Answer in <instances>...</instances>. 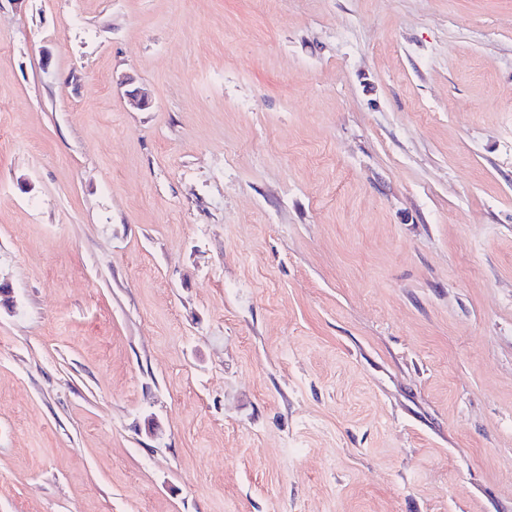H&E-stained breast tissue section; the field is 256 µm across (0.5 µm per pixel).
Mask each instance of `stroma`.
Masks as SVG:
<instances>
[{"label": "stroma", "mask_w": 512, "mask_h": 512, "mask_svg": "<svg viewBox=\"0 0 512 512\" xmlns=\"http://www.w3.org/2000/svg\"><path fill=\"white\" fill-rule=\"evenodd\" d=\"M0 285V512H512V0H0Z\"/></svg>", "instance_id": "stroma-1"}]
</instances>
